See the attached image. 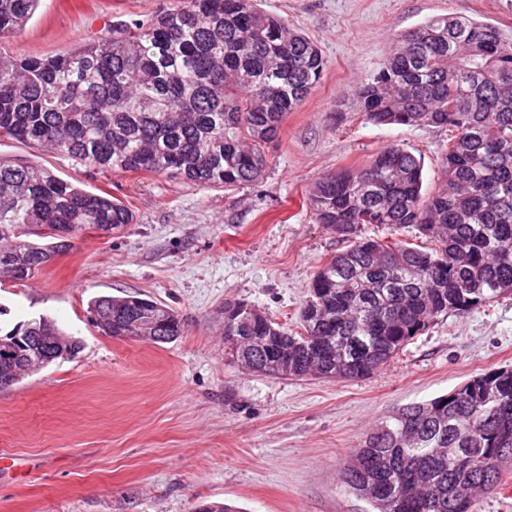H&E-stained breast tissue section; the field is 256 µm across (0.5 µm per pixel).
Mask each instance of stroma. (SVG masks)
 <instances>
[{"label":"stroma","mask_w":512,"mask_h":512,"mask_svg":"<svg viewBox=\"0 0 512 512\" xmlns=\"http://www.w3.org/2000/svg\"><path fill=\"white\" fill-rule=\"evenodd\" d=\"M182 0H40L0 51L50 58L148 20ZM322 50L324 77L288 113L252 185L201 188L165 177L96 169L55 150L0 138V157L52 171L134 213L105 234L84 228L42 273L0 283V327L42 316L81 343L0 388V512H372L341 471L382 421L408 405L512 367V296L436 319L369 378L277 379L224 352L220 308L244 301L283 328L299 324L314 272L344 242L306 198L330 172L358 170L392 144L441 183L451 127L375 126L345 110L383 63L393 35L436 15L465 16L512 39V0H260ZM98 295L138 296L179 315L176 340L102 334Z\"/></svg>","instance_id":"obj_1"}]
</instances>
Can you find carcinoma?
<instances>
[{"label": "carcinoma", "mask_w": 512, "mask_h": 512, "mask_svg": "<svg viewBox=\"0 0 512 512\" xmlns=\"http://www.w3.org/2000/svg\"><path fill=\"white\" fill-rule=\"evenodd\" d=\"M40 0H0V39L21 29ZM325 58L288 21L255 0H184L149 22L112 25V36L50 58L0 54V137L49 146L99 169L157 174L200 187L262 178L265 145L319 83ZM349 108L379 126L457 131L442 184L423 188V163L393 144L356 172L321 177L307 202L347 242L318 267L288 332L253 306L224 303V348L255 372L302 378L327 363L329 380L378 372L429 323L512 295V41L497 27L437 15L395 37ZM132 211L51 171L0 158V278L21 282L69 247L39 244L28 229L118 231ZM414 227L431 251L361 236V225ZM107 336L175 340L172 309L137 296L89 305ZM80 341L47 317L0 334V386L30 366L72 358ZM399 410L355 450L342 480L374 512H473L472 490L497 483L512 462V368ZM437 448H467L457 468Z\"/></svg>", "instance_id": "obj_1"}]
</instances>
